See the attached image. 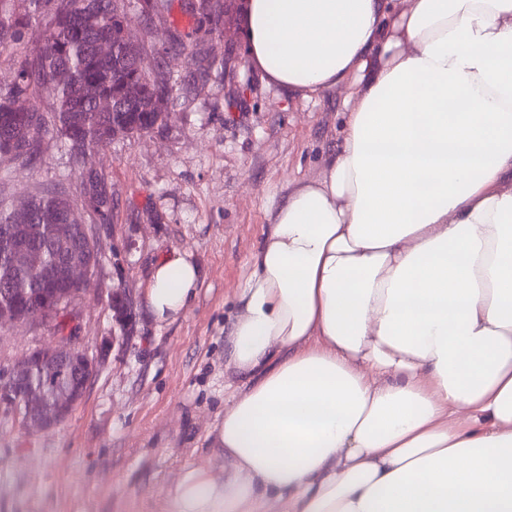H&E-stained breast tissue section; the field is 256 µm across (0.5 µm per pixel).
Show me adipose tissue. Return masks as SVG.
Returning a JSON list of instances; mask_svg holds the SVG:
<instances>
[{"instance_id":"1","label":"adipose tissue","mask_w":512,"mask_h":512,"mask_svg":"<svg viewBox=\"0 0 512 512\" xmlns=\"http://www.w3.org/2000/svg\"><path fill=\"white\" fill-rule=\"evenodd\" d=\"M250 61L341 137L235 295L241 379L169 512H512V0H244ZM201 282L172 249L157 324Z\"/></svg>"}]
</instances>
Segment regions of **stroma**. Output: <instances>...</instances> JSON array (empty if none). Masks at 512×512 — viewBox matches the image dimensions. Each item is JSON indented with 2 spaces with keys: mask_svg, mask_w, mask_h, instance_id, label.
<instances>
[{
  "mask_svg": "<svg viewBox=\"0 0 512 512\" xmlns=\"http://www.w3.org/2000/svg\"><path fill=\"white\" fill-rule=\"evenodd\" d=\"M240 3L231 0L226 30L199 34L189 59L164 57L163 49L192 25L190 0H173L170 15L152 22L135 5L126 9L145 70L165 64L176 82L169 117L84 157L107 184L112 212L94 229L101 261L91 287L65 319L97 372L54 429L26 430L20 415L0 406V512H166V490L182 468L211 462L230 381L224 328L235 291L270 209L334 149L353 91L346 84L305 99L267 84L251 65ZM216 58L223 67L210 69ZM62 177L82 208L79 175L50 139L41 164L14 171L0 195L23 202ZM173 248L191 255L203 280L187 311L160 326L143 290L155 260ZM116 288L133 299L121 347L112 343ZM56 336L50 322L0 328V372Z\"/></svg>",
  "mask_w": 512,
  "mask_h": 512,
  "instance_id": "stroma-1",
  "label": "stroma"
}]
</instances>
